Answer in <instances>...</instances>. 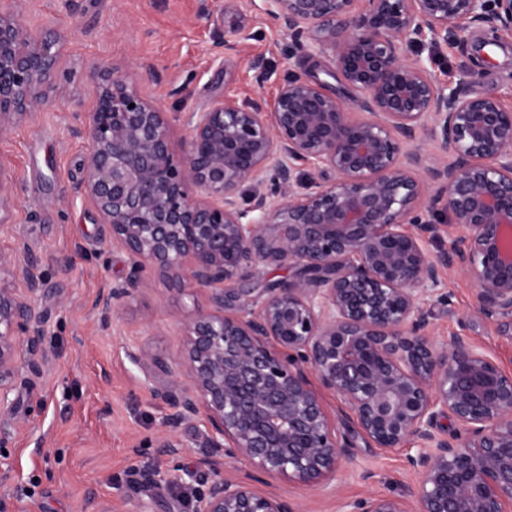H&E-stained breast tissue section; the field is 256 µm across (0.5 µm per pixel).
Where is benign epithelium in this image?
Here are the masks:
<instances>
[{
	"label": "benign epithelium",
	"mask_w": 512,
	"mask_h": 512,
	"mask_svg": "<svg viewBox=\"0 0 512 512\" xmlns=\"http://www.w3.org/2000/svg\"><path fill=\"white\" fill-rule=\"evenodd\" d=\"M261 4L342 90L295 73L270 106L227 97L189 114L177 150L169 113L99 65L86 113L84 193L133 277L98 306L112 312L150 270L213 290L220 308L183 324L176 365L149 358L190 385L154 391L173 409L165 427L201 414L209 427L176 486L191 512H293L221 469L233 460L306 486L336 473L347 445L313 375L377 447L415 446V506L377 497L363 512H512V373L466 335L431 333L432 305H451L446 271L473 284L472 316L512 336V110L468 90L474 68L448 83L430 70L473 25L512 33V0ZM57 57V37L34 41L0 12L1 134L46 101ZM261 265L295 275L245 287ZM5 266L21 287H0V422L45 357L37 260L22 246ZM443 415L459 428L438 427Z\"/></svg>",
	"instance_id": "obj_1"
}]
</instances>
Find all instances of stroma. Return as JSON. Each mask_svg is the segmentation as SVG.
I'll return each mask as SVG.
<instances>
[{"label": "stroma", "instance_id": "stroma-1", "mask_svg": "<svg viewBox=\"0 0 512 512\" xmlns=\"http://www.w3.org/2000/svg\"><path fill=\"white\" fill-rule=\"evenodd\" d=\"M31 38L61 37L47 101L32 118L0 135V170L11 179V206L0 224V257L26 246L43 281L35 298L45 360L40 376L22 373L12 393L16 414L0 426V512H185L173 466L196 467L209 435L204 417L170 430L175 456L161 455L156 437L170 405L155 399L165 387L184 392L185 376H168L148 362L180 356L181 323L195 311L215 310L212 293L145 274L112 316L96 301L127 283V254L84 196L87 135L94 68L115 64L128 84L159 102L171 117V136L189 135L186 115L207 111L224 97L271 103L291 72H309L301 50L253 0H0ZM232 50H225V42ZM486 61L451 49L435 66L440 81L471 64L482 67L474 93L512 108V35L487 46ZM263 58L268 79L254 80ZM453 307L432 309L436 339L464 333L504 370L512 371V338L494 321L472 317L475 291L461 276L448 280ZM348 446L349 459L327 483L308 487L254 472L241 463L227 475L258 491L279 494L295 512H353L367 499L412 500L419 482L406 450L384 451L358 434L352 412L322 396Z\"/></svg>", "mask_w": 512, "mask_h": 512}]
</instances>
